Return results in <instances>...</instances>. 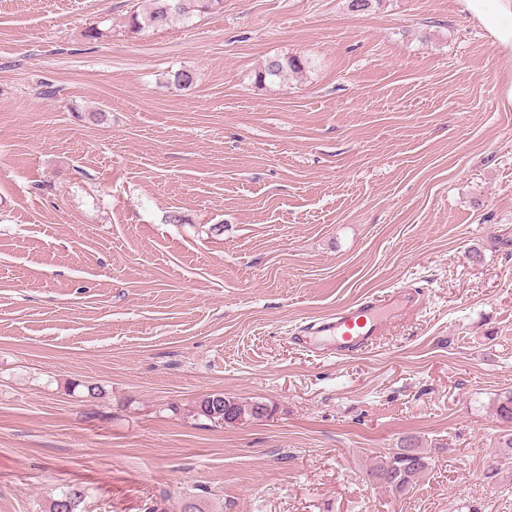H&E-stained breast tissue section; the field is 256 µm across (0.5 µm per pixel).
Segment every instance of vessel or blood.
<instances>
[{
	"instance_id": "vessel-or-blood-1",
	"label": "vessel or blood",
	"mask_w": 512,
	"mask_h": 512,
	"mask_svg": "<svg viewBox=\"0 0 512 512\" xmlns=\"http://www.w3.org/2000/svg\"><path fill=\"white\" fill-rule=\"evenodd\" d=\"M422 305V291L402 287L306 321L294 341L310 352L346 360L371 350L394 318L420 312Z\"/></svg>"
}]
</instances>
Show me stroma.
<instances>
[{"instance_id":"obj_1","label":"stroma","mask_w":512,"mask_h":512,"mask_svg":"<svg viewBox=\"0 0 512 512\" xmlns=\"http://www.w3.org/2000/svg\"><path fill=\"white\" fill-rule=\"evenodd\" d=\"M349 3L0 0V512H512V52L464 0ZM408 282L366 354L294 343ZM408 436L398 498L366 473ZM151 6L144 11H133L129 16L132 31L162 29L175 21H185L194 12L221 10L223 0H149ZM308 60L301 56H283L266 60L264 67L256 74V82L265 83L267 79H288V74L301 73ZM228 409V421H226L224 420V411ZM196 410V416L226 425L244 424L249 420H260L269 417L271 413L269 406L263 402H242L232 397H226L224 393L220 392L205 396L199 401Z\"/></svg>"}]
</instances>
